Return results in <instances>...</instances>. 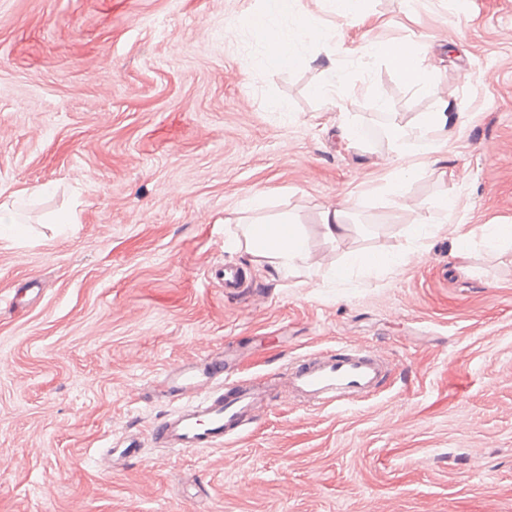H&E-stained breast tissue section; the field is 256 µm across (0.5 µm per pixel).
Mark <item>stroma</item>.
<instances>
[{"instance_id":"stroma-1","label":"stroma","mask_w":512,"mask_h":512,"mask_svg":"<svg viewBox=\"0 0 512 512\" xmlns=\"http://www.w3.org/2000/svg\"><path fill=\"white\" fill-rule=\"evenodd\" d=\"M306 3L299 59L272 69L242 25L263 0H0V185L27 229L0 238V512H512V243L480 235L512 225V0ZM327 39L409 45L431 85L341 55L328 104L306 61ZM443 100L462 118L401 208L389 141L360 153L339 128ZM444 198L462 240L413 239ZM248 199L299 225L309 269L225 247ZM341 200L333 242L320 210ZM351 253L401 261L343 271ZM341 342L388 358L375 397L281 392L223 448L148 442L169 366L247 347L237 375L258 378ZM123 434L140 456L101 468ZM349 209L348 201L329 203L323 207L320 212V221L325 238L336 242L347 234L349 228Z\"/></svg>"}]
</instances>
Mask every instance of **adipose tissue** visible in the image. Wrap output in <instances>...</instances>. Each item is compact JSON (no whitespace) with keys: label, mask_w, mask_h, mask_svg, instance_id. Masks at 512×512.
Instances as JSON below:
<instances>
[{"label":"adipose tissue","mask_w":512,"mask_h":512,"mask_svg":"<svg viewBox=\"0 0 512 512\" xmlns=\"http://www.w3.org/2000/svg\"><path fill=\"white\" fill-rule=\"evenodd\" d=\"M292 14L297 24H304L308 11L302 0H266L260 13L263 20L256 29L264 42L269 59L277 64L287 63L297 52V35L273 21L274 14ZM359 57L386 60L392 70L410 86L424 89L431 83L433 69L429 62L414 51L395 52L393 44L378 40L357 47ZM450 116L445 110L426 112L411 124H397L389 133L394 152L401 157L429 155L435 152V135L446 130ZM239 233L230 241L233 250H242L264 260L279 273H288L305 266L308 255L305 240L297 225L288 219L269 221L239 217Z\"/></svg>","instance_id":"ef3b65f1"}]
</instances>
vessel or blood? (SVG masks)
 <instances>
[{
  "mask_svg": "<svg viewBox=\"0 0 512 512\" xmlns=\"http://www.w3.org/2000/svg\"><path fill=\"white\" fill-rule=\"evenodd\" d=\"M237 359L234 353L218 354L168 367L165 391L181 405L153 425L151 441L177 452L220 448L243 435L278 382H285L289 394L307 406L342 407L377 394L387 366L376 350L342 344L291 361L283 378L254 382L235 377ZM140 448L137 437L122 436L103 451L101 460L114 465L137 456Z\"/></svg>",
  "mask_w": 512,
  "mask_h": 512,
  "instance_id": "b4317fda",
  "label": "vessel or blood"
}]
</instances>
